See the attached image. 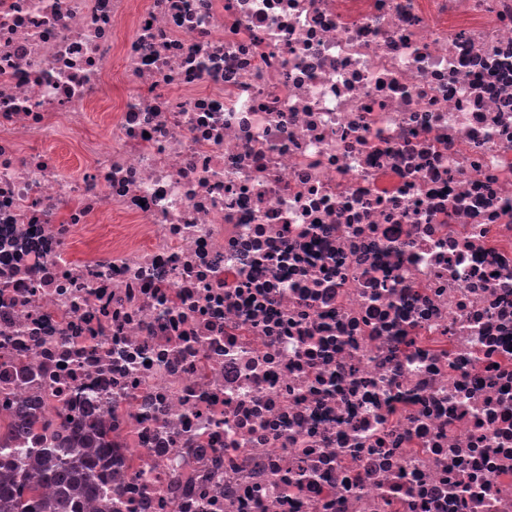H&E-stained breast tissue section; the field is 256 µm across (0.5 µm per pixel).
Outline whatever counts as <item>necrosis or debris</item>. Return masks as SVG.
<instances>
[{
	"label": "necrosis or debris",
	"mask_w": 512,
	"mask_h": 512,
	"mask_svg": "<svg viewBox=\"0 0 512 512\" xmlns=\"http://www.w3.org/2000/svg\"><path fill=\"white\" fill-rule=\"evenodd\" d=\"M25 403L113 512H512V0H0Z\"/></svg>",
	"instance_id": "1"
}]
</instances>
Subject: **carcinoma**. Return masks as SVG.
<instances>
[{"instance_id":"1","label":"carcinoma","mask_w":512,"mask_h":512,"mask_svg":"<svg viewBox=\"0 0 512 512\" xmlns=\"http://www.w3.org/2000/svg\"><path fill=\"white\" fill-rule=\"evenodd\" d=\"M36 428L49 430L44 414L19 409L0 430V439L14 442ZM106 436L98 429L78 427L67 448L56 443L54 430L41 448L0 447V512H84L91 501L100 512H112L100 455L109 447Z\"/></svg>"}]
</instances>
